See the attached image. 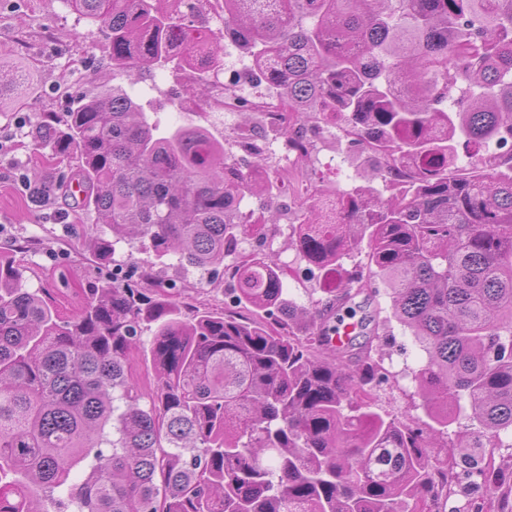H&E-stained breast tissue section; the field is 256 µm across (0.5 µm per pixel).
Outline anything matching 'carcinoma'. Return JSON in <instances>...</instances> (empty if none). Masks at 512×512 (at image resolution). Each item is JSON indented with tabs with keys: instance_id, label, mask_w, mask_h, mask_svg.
Instances as JSON below:
<instances>
[{
	"instance_id": "cac0c4a2",
	"label": "carcinoma",
	"mask_w": 512,
	"mask_h": 512,
	"mask_svg": "<svg viewBox=\"0 0 512 512\" xmlns=\"http://www.w3.org/2000/svg\"><path fill=\"white\" fill-rule=\"evenodd\" d=\"M108 30L112 71L34 138L79 160L81 204L112 227L94 254L137 240L184 268L221 271L252 316L184 313L165 294L104 280L63 317L0 261V512H512V156L460 166L512 131V0H69ZM223 4L222 27L198 26ZM255 58L304 123L348 119L389 197L362 186L336 221L297 224L303 257L330 271L368 239V262L331 289L324 318L285 306L284 270L239 244L235 198L254 161L229 162L203 127L165 133L135 86L195 70L202 104L223 42ZM455 87L460 97L448 103ZM403 154L399 168L379 160ZM426 353L415 372L430 422L378 407L388 372L373 342L376 291ZM355 350L328 343L360 294ZM152 328L150 407L130 356ZM470 424L450 438L466 409ZM85 463L83 476H73Z\"/></svg>"
}]
</instances>
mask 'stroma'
Segmentation results:
<instances>
[{
    "label": "stroma",
    "instance_id": "35a3bbf8",
    "mask_svg": "<svg viewBox=\"0 0 512 512\" xmlns=\"http://www.w3.org/2000/svg\"><path fill=\"white\" fill-rule=\"evenodd\" d=\"M107 38L96 25L80 19L66 0H0V63L23 66L32 82L21 100L0 108V257L19 269L26 288L39 292L63 315L79 309L87 288L101 280L147 284L150 290H166L183 310L232 312L236 306L224 293L223 277L201 275L183 269L176 260L151 266L149 254L131 243L117 244L109 265H100L92 242L101 226L94 212L69 208L60 184L78 165L76 157L59 158L29 137L43 117L59 115L73 102L92 93L103 72L109 70ZM161 127L202 125L215 137H223V126L202 111L182 108L183 86L165 71H155L141 83ZM51 185L43 205L30 201L21 181ZM270 258L284 265L287 300L314 310L325 291L335 287L344 273L352 272L366 255V247L355 250L343 271L321 272L309 266L291 245L278 235ZM381 348L389 379L377 390L378 405L390 413L417 423L427 420L412 372L422 365L425 353L410 332L390 322Z\"/></svg>",
    "mask_w": 512,
    "mask_h": 512
}]
</instances>
